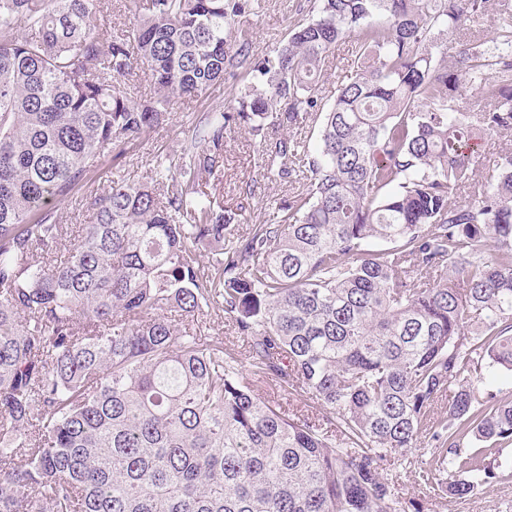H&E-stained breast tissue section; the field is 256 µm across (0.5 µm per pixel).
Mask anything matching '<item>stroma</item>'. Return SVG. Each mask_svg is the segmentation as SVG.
I'll use <instances>...</instances> for the list:
<instances>
[{
	"label": "stroma",
	"mask_w": 512,
	"mask_h": 512,
	"mask_svg": "<svg viewBox=\"0 0 512 512\" xmlns=\"http://www.w3.org/2000/svg\"><path fill=\"white\" fill-rule=\"evenodd\" d=\"M305 2L259 0L258 8L236 17L233 26L252 31L255 53H268L285 41L292 26L302 20L299 7ZM356 55L354 39L347 38L337 44L325 65L321 92L324 104L332 103L337 83L348 80L352 75ZM240 86V81L228 77L211 86L205 95L175 99L170 107L167 126L147 134L129 148L124 157L116 159L112 154H105L85 190L75 194L71 200L55 204L57 223L72 228L93 223L94 212L85 205L86 195L107 191L117 174L131 184L143 182L158 156L179 153L193 137L194 127L202 115L216 105L235 100ZM289 136L305 139L312 149L318 145L316 133L306 128L275 127L261 136L244 127L228 131L224 166L218 182L209 184L208 191L223 200L225 209L238 213L237 233H245L251 225L268 220L279 203L291 195V184L270 180L261 174V158L267 141ZM201 333L207 339L223 342L225 348L233 353L258 397L280 404L290 414L313 417L319 413V406L305 393L281 386L278 379L253 365L249 357L250 339L237 333L229 315L222 312L208 315ZM501 461L507 474L505 481L475 484L473 491L463 498L439 496L435 483L421 481L414 466L406 462L385 464L383 475L394 483L404 506L417 505L422 512H512V445L506 447Z\"/></svg>",
	"instance_id": "35a3bbf8"
}]
</instances>
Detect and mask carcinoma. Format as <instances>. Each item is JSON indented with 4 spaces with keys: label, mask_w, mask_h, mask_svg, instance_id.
Returning a JSON list of instances; mask_svg holds the SVG:
<instances>
[{
    "label": "carcinoma",
    "mask_w": 512,
    "mask_h": 512,
    "mask_svg": "<svg viewBox=\"0 0 512 512\" xmlns=\"http://www.w3.org/2000/svg\"><path fill=\"white\" fill-rule=\"evenodd\" d=\"M255 2L133 0V40L108 41L102 0H0V512H406L382 466L423 437L416 474H445L444 495L504 477L512 390L475 384L512 374V149L490 169L480 150L512 132V12L446 64L488 0H308L261 56L228 38ZM348 37L356 69L327 108L322 67ZM239 70L238 105L150 181L112 180L67 237L52 204L105 151ZM137 71L154 93L132 100ZM304 123L318 152L272 141L263 172L306 189L233 238L203 190L226 129ZM210 311L321 416L260 400L197 335Z\"/></svg>",
    "instance_id": "cac0c4a2"
}]
</instances>
